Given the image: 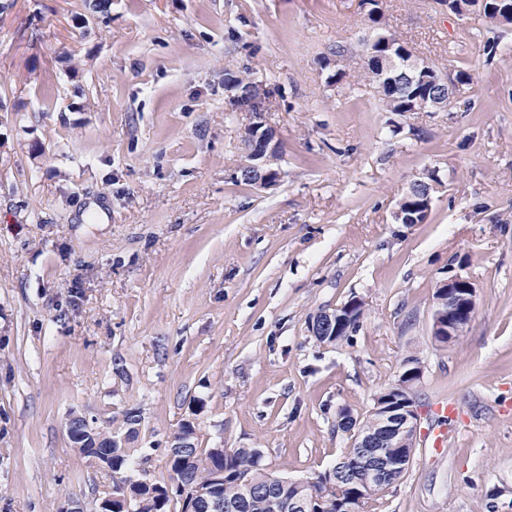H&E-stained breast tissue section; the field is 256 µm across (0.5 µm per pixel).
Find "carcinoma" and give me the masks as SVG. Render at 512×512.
Masks as SVG:
<instances>
[{
    "mask_svg": "<svg viewBox=\"0 0 512 512\" xmlns=\"http://www.w3.org/2000/svg\"><path fill=\"white\" fill-rule=\"evenodd\" d=\"M367 12L372 37L364 41L366 61L364 77L378 85L380 101L387 112H411L424 102L445 94L442 87L425 80V62L414 58L406 44L382 21L375 9ZM451 11L465 9L478 13L493 24H512V0H451ZM404 214L411 224L423 223L427 216V202L408 191L403 198ZM180 431L190 434V448H165L166 466L170 482L136 480L124 477L129 462L141 452L113 442L106 431L95 434L70 433L75 449L85 458L107 459L115 490L95 503L96 512H107L105 501L121 498L125 512H171V506L185 512V501L194 500V493L208 489V494L224 503L216 511L207 503L195 500L196 512H285V503L291 498H304L308 512H368L370 503L380 499L378 490L351 480L367 470L366 462L372 456H381L392 462L407 455L408 448H365L346 453L331 469L301 482L278 483L271 480L276 472L263 462L257 448H200L195 445V430L184 424Z\"/></svg>",
    "mask_w": 512,
    "mask_h": 512,
    "instance_id": "carcinoma-1",
    "label": "carcinoma"
}]
</instances>
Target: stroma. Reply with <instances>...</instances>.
I'll use <instances>...</instances> for the list:
<instances>
[{
  "label": "stroma",
  "mask_w": 512,
  "mask_h": 512,
  "mask_svg": "<svg viewBox=\"0 0 512 512\" xmlns=\"http://www.w3.org/2000/svg\"><path fill=\"white\" fill-rule=\"evenodd\" d=\"M415 57L465 70L448 112H386L363 77L361 0H12L0 12V512H61L112 491L66 431L124 438L128 477L165 481L182 423L203 448H258L307 479L419 359L418 441L375 512H512V25L435 0H381ZM341 66L323 65L336 46ZM345 77H330L336 69ZM266 81L282 177H236L248 112L224 74ZM438 183L427 219L393 218ZM476 309L431 340L438 282ZM357 297L338 344L311 321ZM458 410L454 404H448V401H441L437 404L435 413L438 415V418L441 419V423L437 425L431 432L427 435V440L429 441L431 448H435L436 450H440L446 446V430L437 429L438 427L451 423L456 416Z\"/></svg>",
  "instance_id": "obj_1"
}]
</instances>
